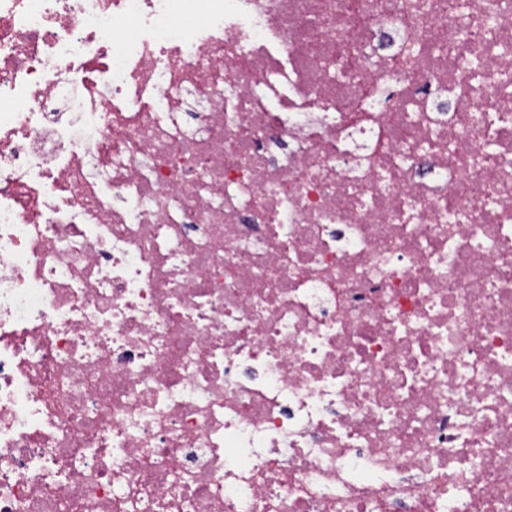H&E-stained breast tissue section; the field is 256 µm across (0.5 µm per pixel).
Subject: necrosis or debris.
<instances>
[{"label": "necrosis or debris", "instance_id": "obj_1", "mask_svg": "<svg viewBox=\"0 0 512 512\" xmlns=\"http://www.w3.org/2000/svg\"><path fill=\"white\" fill-rule=\"evenodd\" d=\"M0 512H512V0H0Z\"/></svg>", "mask_w": 512, "mask_h": 512}]
</instances>
